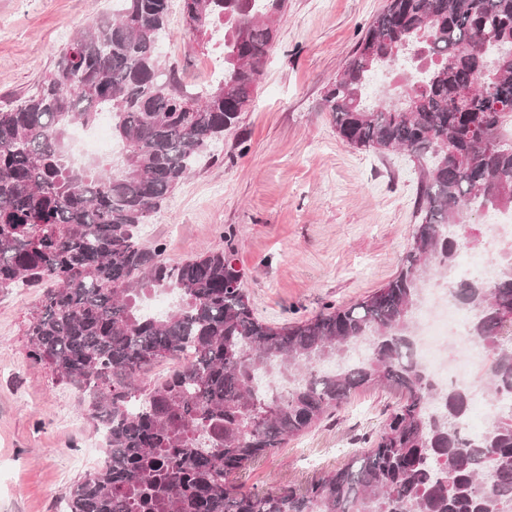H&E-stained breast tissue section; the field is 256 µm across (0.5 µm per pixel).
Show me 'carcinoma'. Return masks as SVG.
I'll use <instances>...</instances> for the list:
<instances>
[{
  "label": "carcinoma",
  "mask_w": 512,
  "mask_h": 512,
  "mask_svg": "<svg viewBox=\"0 0 512 512\" xmlns=\"http://www.w3.org/2000/svg\"><path fill=\"white\" fill-rule=\"evenodd\" d=\"M60 51L39 90L0 111V291L47 286L27 357L88 396L106 458L70 492V512H503L512 502V413L463 428L471 394L414 358L425 276L470 248L467 218L512 209V0H388L322 105L353 148L418 163L413 242L399 272L348 306L281 327L256 317L235 251L168 263L140 227L236 128L269 55L284 0H182L224 29L215 87L184 93L160 57L169 0H117ZM408 54L404 101L369 107L375 71ZM120 171L73 163L68 134L101 117ZM495 287H451L486 350L488 392L512 400V256ZM177 303L159 316L158 290ZM368 356L346 357L360 342ZM167 362L159 378L147 369ZM398 391L381 432L352 461L302 487L246 492L235 478L334 415L358 389Z\"/></svg>",
  "instance_id": "obj_1"
}]
</instances>
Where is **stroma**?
Wrapping results in <instances>:
<instances>
[{
	"mask_svg": "<svg viewBox=\"0 0 512 512\" xmlns=\"http://www.w3.org/2000/svg\"><path fill=\"white\" fill-rule=\"evenodd\" d=\"M386 0H287L255 99L215 159L201 162L143 228L176 263L234 248L255 315L284 325L326 305H352L399 271L414 230L419 173L402 152L355 149L322 95ZM115 0H0V110L27 100L59 50ZM170 0L161 43L184 89L210 85L220 35L189 31ZM39 288L0 292V512H67L72 487L98 468L105 443L79 394L27 357ZM391 389L369 387L243 473L244 490L303 486L376 437Z\"/></svg>",
	"mask_w": 512,
	"mask_h": 512,
	"instance_id": "1",
	"label": "stroma"
}]
</instances>
